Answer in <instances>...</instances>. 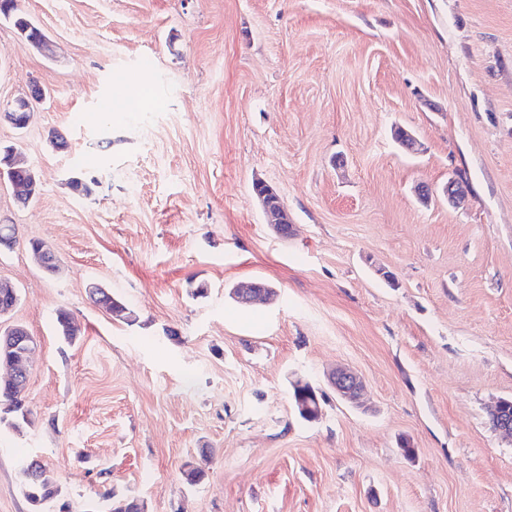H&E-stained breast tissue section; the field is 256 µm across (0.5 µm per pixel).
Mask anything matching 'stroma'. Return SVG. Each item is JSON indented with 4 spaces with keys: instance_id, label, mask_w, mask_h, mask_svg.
Segmentation results:
<instances>
[{
    "instance_id": "stroma-1",
    "label": "stroma",
    "mask_w": 512,
    "mask_h": 512,
    "mask_svg": "<svg viewBox=\"0 0 512 512\" xmlns=\"http://www.w3.org/2000/svg\"><path fill=\"white\" fill-rule=\"evenodd\" d=\"M16 4L50 50L0 18V147L40 182L25 205L0 183L8 320L39 343L29 422H0V512H33L25 458L61 490L44 512H512V445L488 421L512 398V0ZM34 85L16 128L3 114ZM249 280L274 299L233 300ZM339 364L367 408L329 387ZM298 380L324 394L319 420L298 417ZM256 199L258 201V204L264 214L265 222L268 224L270 229L279 237L287 239L290 237L293 233V224L290 226V229H288L290 221H289V215L288 210L281 202L280 198L276 201H270L269 198L266 196V194H260L255 193ZM275 203L278 207L275 215L271 213V205ZM91 288L90 296L94 302L98 303L100 298L108 301L109 308L107 310L112 314V317L124 321L130 320L133 312L122 299L114 297L106 288H101L98 285Z\"/></svg>"
}]
</instances>
